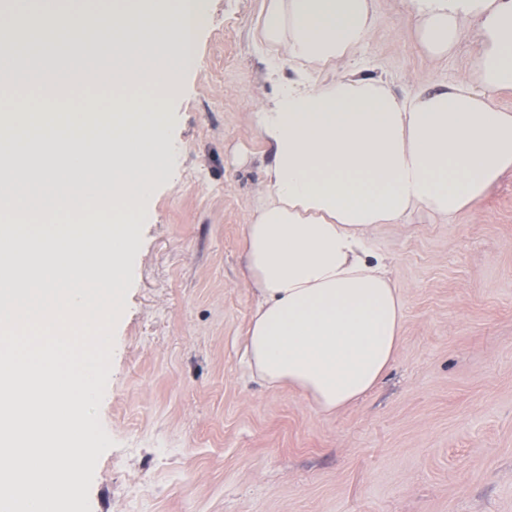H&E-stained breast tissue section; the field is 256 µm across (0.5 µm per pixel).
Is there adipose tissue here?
I'll return each instance as SVG.
<instances>
[{"instance_id":"1","label":"adipose tissue","mask_w":512,"mask_h":512,"mask_svg":"<svg viewBox=\"0 0 512 512\" xmlns=\"http://www.w3.org/2000/svg\"><path fill=\"white\" fill-rule=\"evenodd\" d=\"M432 60L472 38L471 67L445 84L393 94L347 70L368 41L374 0H265L258 36L292 77L253 114L267 188L243 227L254 294L246 371L333 415L395 360L405 313L373 246L381 226L474 212L512 173V0H411Z\"/></svg>"}]
</instances>
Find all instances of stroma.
<instances>
[{"label":"stroma","mask_w":512,"mask_h":512,"mask_svg":"<svg viewBox=\"0 0 512 512\" xmlns=\"http://www.w3.org/2000/svg\"><path fill=\"white\" fill-rule=\"evenodd\" d=\"M197 63L161 117L167 178L143 202L116 322L91 512H512V173L477 212L375 235L405 297L396 359L374 391L318 413L248 376L253 304L242 230L268 154L252 121L275 90L263 0H208ZM352 59L397 95L468 70L431 61L411 0H375Z\"/></svg>","instance_id":"obj_1"}]
</instances>
